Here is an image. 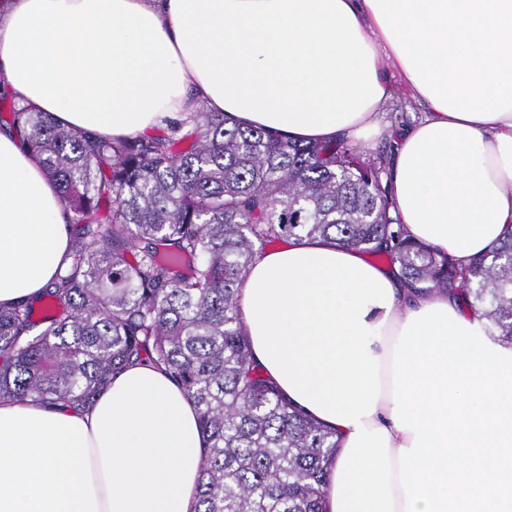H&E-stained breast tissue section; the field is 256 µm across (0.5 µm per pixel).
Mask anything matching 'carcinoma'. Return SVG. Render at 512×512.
<instances>
[{"mask_svg":"<svg viewBox=\"0 0 512 512\" xmlns=\"http://www.w3.org/2000/svg\"><path fill=\"white\" fill-rule=\"evenodd\" d=\"M0 112L77 225L71 263L0 306V400L90 405L148 361L199 411L197 512H323L336 435L255 366L238 309L270 245L321 238L385 256L420 292L471 299L512 342V233L467 265L405 234L385 157L344 139L291 141L199 105L161 136L100 139L0 93Z\"/></svg>","mask_w":512,"mask_h":512,"instance_id":"cac0c4a2","label":"carcinoma"}]
</instances>
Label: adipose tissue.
Returning a JSON list of instances; mask_svg holds the SVG:
<instances>
[{"label":"adipose tissue","mask_w":512,"mask_h":512,"mask_svg":"<svg viewBox=\"0 0 512 512\" xmlns=\"http://www.w3.org/2000/svg\"><path fill=\"white\" fill-rule=\"evenodd\" d=\"M425 117L393 128L395 214L461 263L512 231V0H0V88L101 137L193 111L328 141L374 127L383 64ZM55 185L0 131V304L68 262ZM256 363L336 433L325 512H512V343L359 251L289 240L240 295ZM197 411L123 370L87 409L0 402V512H195Z\"/></svg>","instance_id":"1"}]
</instances>
